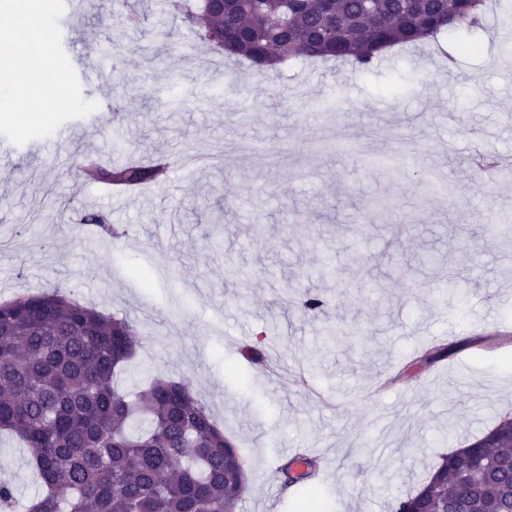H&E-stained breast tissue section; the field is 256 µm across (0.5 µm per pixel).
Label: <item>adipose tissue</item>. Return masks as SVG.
<instances>
[{
    "label": "adipose tissue",
    "instance_id": "1",
    "mask_svg": "<svg viewBox=\"0 0 512 512\" xmlns=\"http://www.w3.org/2000/svg\"><path fill=\"white\" fill-rule=\"evenodd\" d=\"M0 11L11 19L0 30V57L9 63L0 71V109L27 121L46 91L60 85L46 52L47 0H0Z\"/></svg>",
    "mask_w": 512,
    "mask_h": 512
}]
</instances>
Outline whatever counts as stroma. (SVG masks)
<instances>
[{
    "mask_svg": "<svg viewBox=\"0 0 512 512\" xmlns=\"http://www.w3.org/2000/svg\"><path fill=\"white\" fill-rule=\"evenodd\" d=\"M142 12L135 26L122 0H86L75 17L53 0L65 101L40 126L0 118V303L57 286L132 319L144 341L119 388L191 385L246 461L239 512H296L308 497L319 512H390L444 449L512 416V242L482 230L512 216V171L488 181L466 150L483 130L512 158V0L338 81L301 58L231 65L169 0ZM100 44L115 67L88 85ZM336 139L352 152L314 148ZM88 153L164 154L181 178L89 200ZM377 197L388 206L362 215ZM86 207L121 235L75 231ZM312 286L330 301L317 317L286 293ZM335 327L356 339L330 342ZM271 334L261 371L242 347ZM293 448L317 474L285 488ZM1 459L19 498L38 493L17 440L0 439Z\"/></svg>",
    "mask_w": 512,
    "mask_h": 512,
    "instance_id": "35a3bbf8",
    "label": "stroma"
}]
</instances>
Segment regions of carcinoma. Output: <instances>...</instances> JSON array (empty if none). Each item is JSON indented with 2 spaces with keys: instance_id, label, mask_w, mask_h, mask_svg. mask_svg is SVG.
<instances>
[{
  "instance_id": "carcinoma-1",
  "label": "carcinoma",
  "mask_w": 512,
  "mask_h": 512,
  "mask_svg": "<svg viewBox=\"0 0 512 512\" xmlns=\"http://www.w3.org/2000/svg\"><path fill=\"white\" fill-rule=\"evenodd\" d=\"M484 0H210L175 5L199 38L262 72L292 57L368 70L394 46H416L456 24L477 27ZM79 175L140 187L162 166L86 159ZM306 314L328 299L294 295ZM142 340L130 319L58 292L0 303V433L31 452L42 493L0 507L23 512H238L245 461L182 382L154 379L135 395L114 378ZM393 512H512V421L441 456Z\"/></svg>"
}]
</instances>
